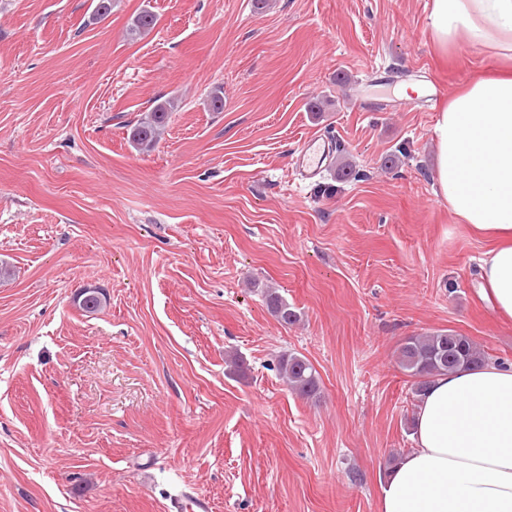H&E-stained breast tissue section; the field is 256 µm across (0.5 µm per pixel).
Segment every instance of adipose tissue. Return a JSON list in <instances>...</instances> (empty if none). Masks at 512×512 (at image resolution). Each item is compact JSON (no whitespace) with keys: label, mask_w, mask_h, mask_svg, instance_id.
<instances>
[{"label":"adipose tissue","mask_w":512,"mask_h":512,"mask_svg":"<svg viewBox=\"0 0 512 512\" xmlns=\"http://www.w3.org/2000/svg\"><path fill=\"white\" fill-rule=\"evenodd\" d=\"M429 31L491 53L452 93L434 125L438 194L491 244L480 296L512 321V0H432ZM412 448L382 485L379 512H512V366L484 363L433 378Z\"/></svg>","instance_id":"adipose-tissue-1"}]
</instances>
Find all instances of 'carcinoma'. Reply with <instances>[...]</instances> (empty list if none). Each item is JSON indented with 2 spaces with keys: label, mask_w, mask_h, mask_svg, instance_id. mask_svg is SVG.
<instances>
[{
  "label": "carcinoma",
  "mask_w": 512,
  "mask_h": 512,
  "mask_svg": "<svg viewBox=\"0 0 512 512\" xmlns=\"http://www.w3.org/2000/svg\"><path fill=\"white\" fill-rule=\"evenodd\" d=\"M156 25V15L144 9L135 18L130 34L140 36ZM175 108L172 100L155 105L144 113L131 127L129 138L142 150L152 149L168 122L169 113ZM267 308L284 325L297 322V312L275 289L264 292ZM486 362V355L466 336L451 331H436L421 336H410L398 348L400 368L415 379L416 395L426 388L430 379L452 372L460 367ZM279 371L287 385L305 398H314L320 390L319 376L313 365L304 357L284 355L279 360Z\"/></svg>",
  "instance_id": "obj_1"
}]
</instances>
